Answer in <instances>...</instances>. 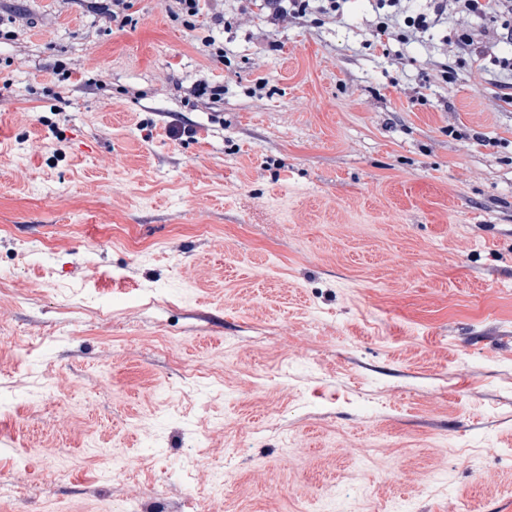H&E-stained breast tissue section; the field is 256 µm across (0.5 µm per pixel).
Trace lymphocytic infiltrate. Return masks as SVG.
<instances>
[{
  "instance_id": "1",
  "label": "lymphocytic infiltrate",
  "mask_w": 512,
  "mask_h": 512,
  "mask_svg": "<svg viewBox=\"0 0 512 512\" xmlns=\"http://www.w3.org/2000/svg\"><path fill=\"white\" fill-rule=\"evenodd\" d=\"M209 0H174L172 21L186 30L203 31L202 42L215 58H223L224 46L212 32L230 27L225 14L210 11ZM238 14L264 15L267 22L300 19L315 13L327 22H341L348 0H236ZM374 18L369 26L372 42L396 40L405 44L422 41L435 28L445 29V42L455 60L440 66L442 81H451L455 69L495 78L499 102L512 106V54L499 50L501 42L512 40V0H373Z\"/></svg>"
}]
</instances>
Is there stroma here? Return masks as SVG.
<instances>
[{
    "instance_id": "1",
    "label": "stroma",
    "mask_w": 512,
    "mask_h": 512,
    "mask_svg": "<svg viewBox=\"0 0 512 512\" xmlns=\"http://www.w3.org/2000/svg\"><path fill=\"white\" fill-rule=\"evenodd\" d=\"M172 5L10 0L0 512H512V109L369 0ZM90 2L89 5L102 17L112 19L119 27H125L133 21L129 11L134 7V0H79ZM174 9L170 11L171 20L179 22L190 32L197 30L212 31L213 29L229 28L232 22L224 12L210 11V0H174ZM237 15L251 17L265 14L266 22L275 24L285 19H300L316 13L323 22H341L345 17L349 0H236ZM311 2H318L313 6Z\"/></svg>"
}]
</instances>
